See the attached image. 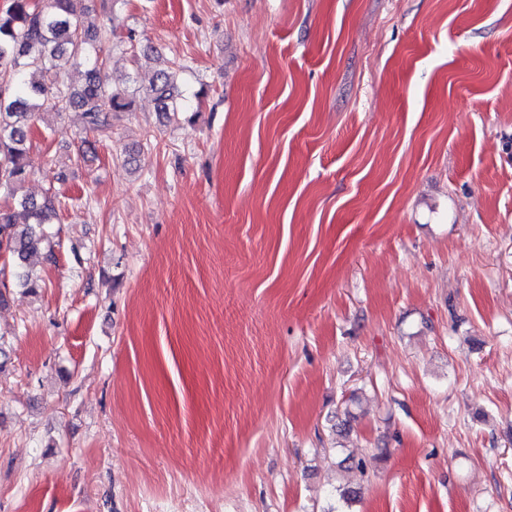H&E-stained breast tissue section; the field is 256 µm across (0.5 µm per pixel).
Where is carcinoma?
Here are the masks:
<instances>
[{
  "mask_svg": "<svg viewBox=\"0 0 512 512\" xmlns=\"http://www.w3.org/2000/svg\"><path fill=\"white\" fill-rule=\"evenodd\" d=\"M78 0H12L0 13V195L24 211L0 209V250L8 253L19 284L33 292L40 279L33 268L42 260L43 226L56 217L55 196L37 200L19 195L30 173V137L40 112H82L85 127L100 136L112 129V113L127 112L125 90L101 80L103 43L112 34V8L90 23L92 8L77 9ZM84 69L85 81L72 87L66 75ZM160 112H187L173 67L157 70L150 83Z\"/></svg>",
  "mask_w": 512,
  "mask_h": 512,
  "instance_id": "cac0c4a2",
  "label": "carcinoma"
}]
</instances>
